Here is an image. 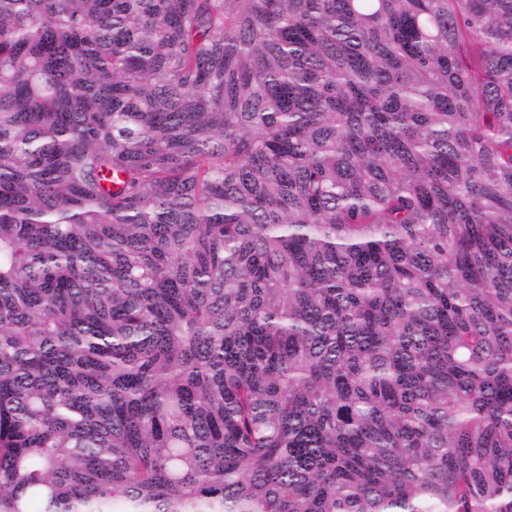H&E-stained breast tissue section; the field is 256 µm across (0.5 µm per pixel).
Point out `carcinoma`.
<instances>
[{
    "label": "carcinoma",
    "mask_w": 512,
    "mask_h": 512,
    "mask_svg": "<svg viewBox=\"0 0 512 512\" xmlns=\"http://www.w3.org/2000/svg\"><path fill=\"white\" fill-rule=\"evenodd\" d=\"M0 512H512V0H0Z\"/></svg>",
    "instance_id": "carcinoma-1"
}]
</instances>
